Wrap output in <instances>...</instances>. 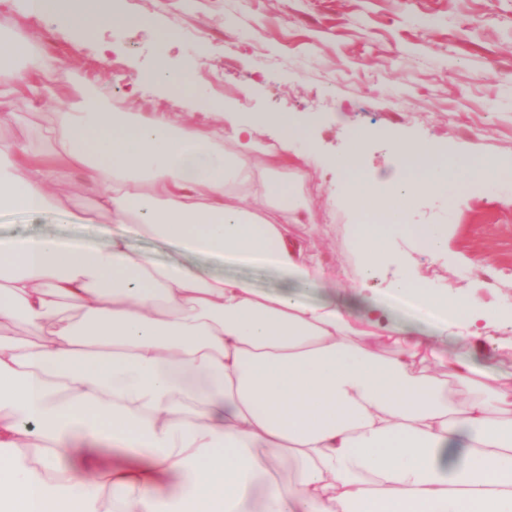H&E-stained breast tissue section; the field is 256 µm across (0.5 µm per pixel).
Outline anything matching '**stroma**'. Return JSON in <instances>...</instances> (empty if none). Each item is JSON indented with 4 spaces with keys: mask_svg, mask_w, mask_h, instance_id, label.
Returning a JSON list of instances; mask_svg holds the SVG:
<instances>
[{
    "mask_svg": "<svg viewBox=\"0 0 512 512\" xmlns=\"http://www.w3.org/2000/svg\"><path fill=\"white\" fill-rule=\"evenodd\" d=\"M115 11L147 17L152 27H103L89 39H61L58 15L34 18L24 0H0V32L39 29L63 85L90 81L109 102L138 111H221L260 120L294 115L310 122L314 152L299 179L310 220L288 227L332 278L377 295L392 270L363 273L349 247L352 219L336 201L331 166L363 132L366 174L384 167L397 141L429 140L473 157L512 164V0H112ZM186 75L185 103L145 78L158 68ZM94 191L71 211L0 214V240L56 236L104 241L117 224H77L72 211L92 206ZM414 224H441L448 264L433 262L405 238L394 253L438 286L464 288L493 310L512 309V191L470 187L465 206L426 197Z\"/></svg>",
    "mask_w": 512,
    "mask_h": 512,
    "instance_id": "1",
    "label": "stroma"
}]
</instances>
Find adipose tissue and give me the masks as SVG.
Segmentation results:
<instances>
[{
    "label": "adipose tissue",
    "mask_w": 512,
    "mask_h": 512,
    "mask_svg": "<svg viewBox=\"0 0 512 512\" xmlns=\"http://www.w3.org/2000/svg\"><path fill=\"white\" fill-rule=\"evenodd\" d=\"M55 11L72 41L150 26L104 0H30L34 17ZM40 42L0 36V129L34 127L24 145L0 138V212L64 209L90 183L98 203L76 223L132 224L197 262L148 261L120 236L0 242V512H52L61 498L74 512H512V373L472 353L496 312L418 275L342 307L212 272L329 282L288 237L308 210L290 175L302 122L278 117L271 148L240 114L197 127L121 110L53 82ZM366 143L354 134L333 161L362 271L392 264L399 235L445 259L443 225L409 221L417 196L462 207L456 188L493 164L405 142L381 184L357 165ZM401 295L440 309L435 339L391 315L384 300ZM14 325L31 340L6 335ZM104 441L131 463L100 471ZM33 445L36 465L19 454ZM285 456L288 485L269 475Z\"/></svg>",
    "instance_id": "1"
}]
</instances>
